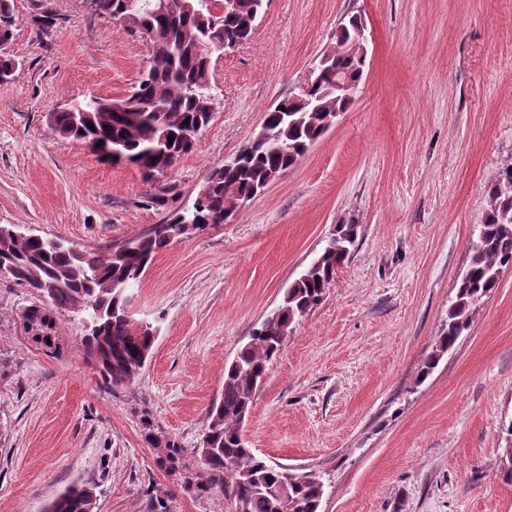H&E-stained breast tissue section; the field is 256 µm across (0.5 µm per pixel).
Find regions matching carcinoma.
<instances>
[{
  "mask_svg": "<svg viewBox=\"0 0 512 512\" xmlns=\"http://www.w3.org/2000/svg\"><path fill=\"white\" fill-rule=\"evenodd\" d=\"M147 7L129 22L142 30L151 45L150 67L126 101L146 120L134 126L113 111V100L90 96L78 105L53 113V130L108 158L142 164L152 176L174 166L193 146L198 132L211 119L212 58L224 51V39L243 43L254 28L247 23L263 0H235L227 8L216 0H145ZM333 32L328 62L317 68L318 82L310 92L313 107L287 94L285 110L270 108L264 115L266 136L251 139L237 151L234 166L214 169L201 192L203 199L184 213L156 225L151 235L128 238L122 250L73 251L47 238L0 231V269L5 279L41 297L23 318L35 340L56 345L52 314H73L84 331L86 357L111 388L131 385L145 367L156 334L154 327L129 319L124 312L128 290L138 284L155 255L194 221L203 232L225 222L238 203L253 196L277 175L294 166L330 127V120L347 111L353 100L333 90L336 78L362 81L367 57L353 27ZM94 128H89V125ZM488 211L470 259L455 282V301L448 323L422 362L418 379H426L471 325L473 307L498 287L501 272L512 267V166L502 168L486 186ZM357 224L336 225L321 254L285 290L276 310L253 330L249 342L224 369L220 398L208 409L202 447L196 453L203 468L196 473L202 490L218 489L245 512H320L324 485L310 471L272 465L256 456L241 433L242 414L250 412L256 389L268 364L279 353L293 324L322 299L336 271L350 257ZM147 442L160 463L174 464L181 448L153 429ZM288 486V497L275 490ZM93 488L72 485L48 506V512H96Z\"/></svg>",
  "mask_w": 512,
  "mask_h": 512,
  "instance_id": "1",
  "label": "carcinoma"
}]
</instances>
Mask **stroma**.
Wrapping results in <instances>:
<instances>
[{
    "label": "stroma",
    "instance_id": "stroma-1",
    "mask_svg": "<svg viewBox=\"0 0 512 512\" xmlns=\"http://www.w3.org/2000/svg\"><path fill=\"white\" fill-rule=\"evenodd\" d=\"M353 12L373 39L353 106L235 219L174 240L130 290L134 319L158 329L136 382L107 387L70 313H55L57 348L45 350L21 318L36 294L0 281V512H46L74 484L94 488L97 512H233L219 490L185 489L160 468L143 423L197 464L225 365L349 220L348 261L256 392L250 448L320 476L321 512H512L497 462L512 447V269L417 378L485 187L512 166V0H265L251 40L213 57L209 124L151 177L49 122L90 94L125 98L149 43L90 0H14L0 224L103 248L191 207Z\"/></svg>",
    "mask_w": 512,
    "mask_h": 512
}]
</instances>
